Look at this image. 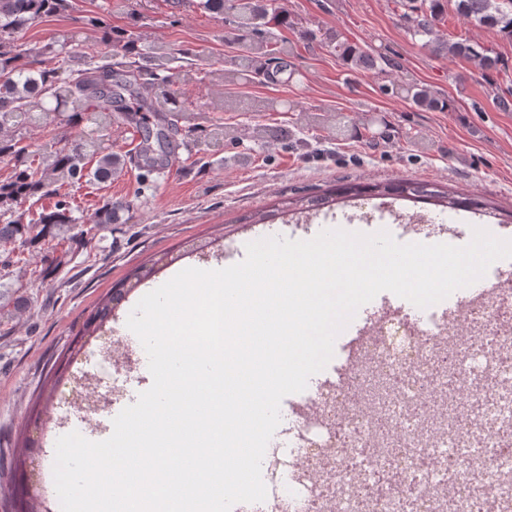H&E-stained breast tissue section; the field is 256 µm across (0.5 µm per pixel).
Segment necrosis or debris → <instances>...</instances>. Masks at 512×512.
Instances as JSON below:
<instances>
[{
    "label": "necrosis or debris",
    "mask_w": 512,
    "mask_h": 512,
    "mask_svg": "<svg viewBox=\"0 0 512 512\" xmlns=\"http://www.w3.org/2000/svg\"><path fill=\"white\" fill-rule=\"evenodd\" d=\"M347 351L269 442L266 499L233 512H512L511 280L421 325L384 309Z\"/></svg>",
    "instance_id": "necrosis-or-debris-1"
}]
</instances>
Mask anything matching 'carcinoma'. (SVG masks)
<instances>
[{
    "label": "carcinoma",
    "instance_id": "carcinoma-1",
    "mask_svg": "<svg viewBox=\"0 0 512 512\" xmlns=\"http://www.w3.org/2000/svg\"><path fill=\"white\" fill-rule=\"evenodd\" d=\"M462 18L478 27L493 29L512 39V0H400L404 12L401 19L412 29L413 35L425 39L436 53L462 57L477 62L486 74L501 66V59L474 42H444L439 40L436 23L448 2ZM70 7L69 0H0V156L15 160L12 174L0 181V246L15 243L30 245L45 238H69L68 232L81 221L73 202L61 198L50 209L42 210L36 222L25 221V213L18 206L35 197L58 195V188L92 181L102 182L120 173L126 159L104 147L101 139L90 137L72 146H63L50 152H39L23 144L19 118L35 109L46 110L47 100L56 102L53 111L63 110L67 124L90 119L91 113L100 117V125L112 124L116 116L133 126L141 135L129 159L139 158L148 167L154 166V154L169 157L174 154L173 143L153 121L165 117L153 113L151 106L140 96L139 89H155L166 101L173 125H178L185 108L180 96L171 89V64L176 60L168 49L138 46L139 39L132 32L101 28L100 42L112 46V53L99 58L89 57L83 49L64 39L47 48V64L28 60L27 52L17 44L16 34L35 26L44 19ZM231 8L236 17L241 37L250 42L255 53L264 58L257 74L266 81H276L288 72L290 64L282 57L283 51L274 47L269 25L288 26V12L274 6V0H235ZM336 53L351 67L360 70L377 68V58L363 48L350 44L337 34L326 35ZM406 97L416 106L441 111L448 102L437 97L428 88L410 85L404 88ZM95 163L90 167L89 163ZM351 198L380 196L408 198L421 203H444L451 210H462L498 219V223H512V210L502 212L489 200L475 195L451 194L434 183L412 179L388 181L342 180L325 195L300 197L291 201L303 210H315L328 203V195ZM129 205L107 202L90 218L97 227L106 229L120 219V213ZM127 291L118 289L103 299L84 323L92 335L112 320L116 303ZM29 309V298L19 289L0 284V321L13 319ZM3 512H33L26 498L25 488H15L13 496L0 505Z\"/></svg>",
    "mask_w": 512,
    "mask_h": 512
}]
</instances>
